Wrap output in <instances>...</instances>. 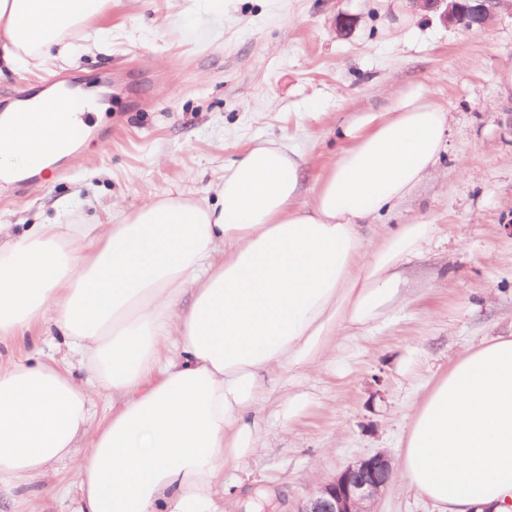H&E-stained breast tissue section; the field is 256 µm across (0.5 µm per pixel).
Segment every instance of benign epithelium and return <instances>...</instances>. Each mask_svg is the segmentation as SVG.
<instances>
[{
  "label": "benign epithelium",
  "instance_id": "benign-epithelium-1",
  "mask_svg": "<svg viewBox=\"0 0 512 512\" xmlns=\"http://www.w3.org/2000/svg\"><path fill=\"white\" fill-rule=\"evenodd\" d=\"M413 8L438 15L445 25L471 31L485 27L501 0H409ZM385 451L350 462L328 482L302 498L295 512H377L376 504L393 480Z\"/></svg>",
  "mask_w": 512,
  "mask_h": 512
}]
</instances>
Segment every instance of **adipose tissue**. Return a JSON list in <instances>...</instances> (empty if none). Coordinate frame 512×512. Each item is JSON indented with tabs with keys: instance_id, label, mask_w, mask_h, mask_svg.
Listing matches in <instances>:
<instances>
[{
	"instance_id": "obj_1",
	"label": "adipose tissue",
	"mask_w": 512,
	"mask_h": 512,
	"mask_svg": "<svg viewBox=\"0 0 512 512\" xmlns=\"http://www.w3.org/2000/svg\"><path fill=\"white\" fill-rule=\"evenodd\" d=\"M103 0H0V60L64 52ZM0 125V157L70 154ZM448 116L420 90L343 128L344 147L298 201L294 150L256 143L224 171L217 205L148 201L116 224H35L0 243V339L41 320L67 360L0 358V489L61 469L74 512H223L225 453L253 447L273 373L312 365L340 329H366L396 301L399 260L427 222L364 228L434 168ZM112 393L95 421L94 389ZM399 476L440 512H512V337L464 353L413 413Z\"/></svg>"
}]
</instances>
